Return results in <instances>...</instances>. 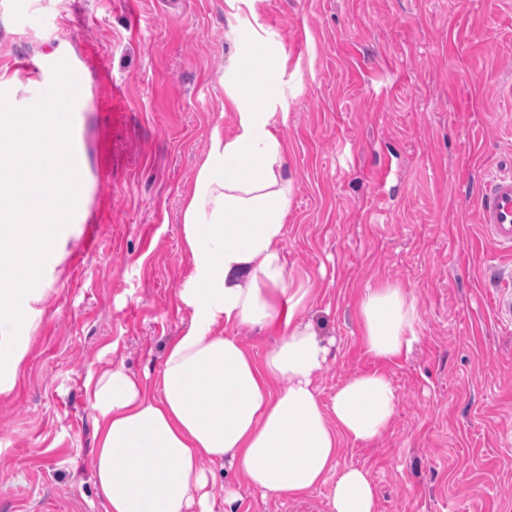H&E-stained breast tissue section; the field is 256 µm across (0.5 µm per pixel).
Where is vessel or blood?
Returning a JSON list of instances; mask_svg holds the SVG:
<instances>
[{
	"mask_svg": "<svg viewBox=\"0 0 512 512\" xmlns=\"http://www.w3.org/2000/svg\"><path fill=\"white\" fill-rule=\"evenodd\" d=\"M479 221L496 252L512 255V169L487 175L478 193Z\"/></svg>",
	"mask_w": 512,
	"mask_h": 512,
	"instance_id": "vessel-or-blood-1",
	"label": "vessel or blood"
}]
</instances>
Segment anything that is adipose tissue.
<instances>
[{
	"mask_svg": "<svg viewBox=\"0 0 512 512\" xmlns=\"http://www.w3.org/2000/svg\"><path fill=\"white\" fill-rule=\"evenodd\" d=\"M266 76L276 46L254 44L230 77L231 132L214 129L184 199L182 248L191 273L179 291L191 311L152 384L119 362L88 376L95 414L91 471L104 512H224L213 492L231 464L263 495L299 499L328 486L329 512H376L367 470L339 467L344 443L367 445L392 424L399 397L376 369L339 386L323 404L314 384L329 346L304 320L312 290L289 279L281 245L294 176L279 132L286 113L249 78L253 54ZM84 78L58 72L26 107L0 88V396L23 372L39 320L63 273L70 240L88 214L87 159L76 143ZM361 340L389 362L416 341L417 304L383 285L360 298ZM269 329L276 343L255 356L238 329Z\"/></svg>",
	"mask_w": 512,
	"mask_h": 512,
	"instance_id": "adipose-tissue-1",
	"label": "adipose tissue"
}]
</instances>
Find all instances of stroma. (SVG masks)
<instances>
[{
    "instance_id": "1",
    "label": "stroma",
    "mask_w": 512,
    "mask_h": 512,
    "mask_svg": "<svg viewBox=\"0 0 512 512\" xmlns=\"http://www.w3.org/2000/svg\"><path fill=\"white\" fill-rule=\"evenodd\" d=\"M283 50L273 97L295 179L282 245L308 282L303 316L332 340L323 403L384 368L390 428L340 466L367 470L377 512H512V324L486 270L483 175L512 156V0H0V76L26 104L59 45L90 76L76 114L92 193L24 372L0 400V512H102L90 468L87 374H157L189 325L181 205L210 147L231 132L224 71L234 27ZM382 283L417 300L412 349L379 364L357 303ZM226 512H326L328 487L262 496L233 467Z\"/></svg>"
}]
</instances>
